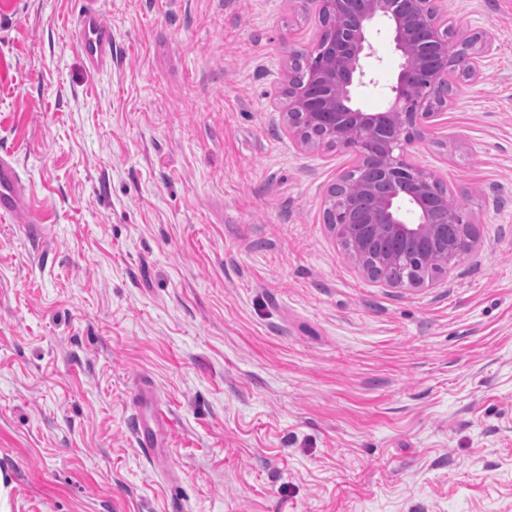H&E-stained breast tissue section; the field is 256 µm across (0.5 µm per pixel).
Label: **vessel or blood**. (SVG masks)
I'll use <instances>...</instances> for the list:
<instances>
[{
  "label": "vessel or blood",
  "mask_w": 512,
  "mask_h": 512,
  "mask_svg": "<svg viewBox=\"0 0 512 512\" xmlns=\"http://www.w3.org/2000/svg\"><path fill=\"white\" fill-rule=\"evenodd\" d=\"M77 43L81 54L92 71L98 72L112 62V31L106 26L97 10L88 9L76 21ZM0 217L10 218L24 233L40 240L46 234L45 216L30 200L28 189L22 180L18 162L13 154L0 151ZM153 426H138L135 438L138 446L152 450L162 445L166 425L162 409H154Z\"/></svg>",
  "instance_id": "1"
}]
</instances>
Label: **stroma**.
I'll return each mask as SVG.
<instances>
[{
  "label": "stroma",
  "mask_w": 512,
  "mask_h": 512,
  "mask_svg": "<svg viewBox=\"0 0 512 512\" xmlns=\"http://www.w3.org/2000/svg\"><path fill=\"white\" fill-rule=\"evenodd\" d=\"M438 6L492 49L411 153L477 243L387 288L324 222L351 154L288 132L309 0H96L95 75L85 0H0V150L49 226L0 218L6 512H512V0ZM375 48L370 112L400 63ZM77 43L81 54L97 73L112 62V30L96 9H86L76 21ZM153 421L154 427L139 424L135 432V438L138 446L143 448L155 462L152 448H162V435L166 426L164 412L160 407L153 410Z\"/></svg>",
  "instance_id": "stroma-1"
}]
</instances>
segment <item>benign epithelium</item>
<instances>
[{
  "mask_svg": "<svg viewBox=\"0 0 512 512\" xmlns=\"http://www.w3.org/2000/svg\"><path fill=\"white\" fill-rule=\"evenodd\" d=\"M332 37L313 48L288 45V65L307 73L301 84L286 74L288 131L307 144L354 154L357 164L329 189L324 217L340 241L365 247L376 235L394 241L443 249L451 268L475 246L473 215L461 205L448 208V197L435 198L434 175L410 160L409 148L422 136L426 119L447 106L448 74H462L467 84L481 74L489 50L483 36L459 39L445 24L437 0H310ZM383 23L401 62L391 86L392 100L381 112L357 105V89L366 85L363 58L374 56L369 35ZM364 204L359 223L347 219L350 189Z\"/></svg>",
  "mask_w": 512,
  "mask_h": 512,
  "instance_id": "benign-epithelium-1",
  "label": "benign epithelium"
}]
</instances>
